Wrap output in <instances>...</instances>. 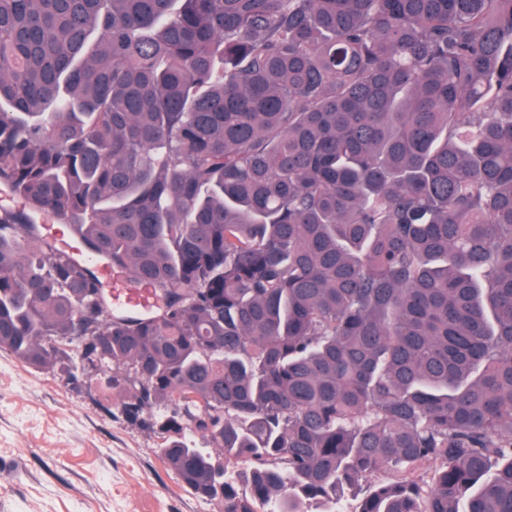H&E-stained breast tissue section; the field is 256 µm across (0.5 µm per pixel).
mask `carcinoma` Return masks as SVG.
<instances>
[{"instance_id":"1","label":"carcinoma","mask_w":512,"mask_h":512,"mask_svg":"<svg viewBox=\"0 0 512 512\" xmlns=\"http://www.w3.org/2000/svg\"><path fill=\"white\" fill-rule=\"evenodd\" d=\"M0 185V349L123 370L193 495L512 512V0H0ZM100 278L107 286L108 295L112 301V309L129 315H140L151 312L162 306L160 298L152 292L129 280L125 273L89 258Z\"/></svg>"}]
</instances>
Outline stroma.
Instances as JSON below:
<instances>
[{"instance_id": "35a3bbf8", "label": "stroma", "mask_w": 512, "mask_h": 512, "mask_svg": "<svg viewBox=\"0 0 512 512\" xmlns=\"http://www.w3.org/2000/svg\"><path fill=\"white\" fill-rule=\"evenodd\" d=\"M121 377L73 348L50 369L0 351V512H224L166 468L164 435L116 409Z\"/></svg>"}]
</instances>
